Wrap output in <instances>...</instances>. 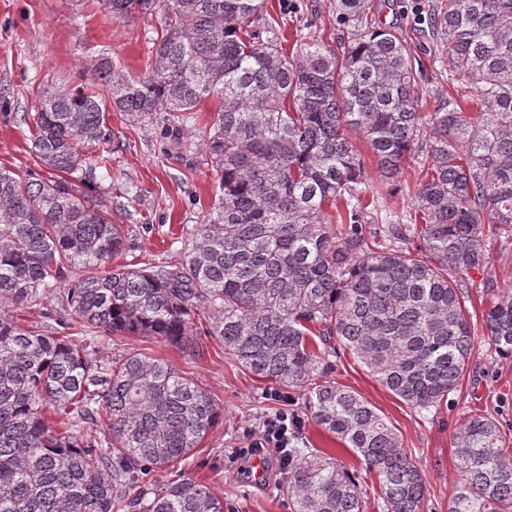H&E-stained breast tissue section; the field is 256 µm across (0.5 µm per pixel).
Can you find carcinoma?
<instances>
[{
	"mask_svg": "<svg viewBox=\"0 0 512 512\" xmlns=\"http://www.w3.org/2000/svg\"><path fill=\"white\" fill-rule=\"evenodd\" d=\"M265 2L105 0L114 15H161L149 71L129 78L101 60L99 87L43 90L30 149L48 176L0 168V512H224L210 484L168 472L216 426L212 397L146 353L99 359V329L193 352L197 336L216 337L255 376L305 392L310 418L376 478L382 512H422L426 478L395 429L319 378L340 348L427 411L465 376L464 288L491 262L483 225L512 237V0L431 4L433 58L449 73L427 119L425 67L379 25L375 0H336L347 36L332 46L298 28L289 51L277 34L288 20L271 19L265 38L253 28ZM210 98L218 192L186 251L175 264H112L131 243L94 196L107 114H161L182 135ZM354 135L386 180L418 162L416 216L367 232L365 202L382 185L363 175ZM33 307L55 328L19 322ZM482 331L512 357V287L493 294ZM453 440L448 512H512L497 423L474 414ZM285 493L291 512H365L348 469L301 440Z\"/></svg>",
	"mask_w": 512,
	"mask_h": 512,
	"instance_id": "carcinoma-1",
	"label": "carcinoma"
}]
</instances>
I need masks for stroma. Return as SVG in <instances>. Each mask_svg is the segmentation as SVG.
<instances>
[{"instance_id":"35a3bbf8","label":"stroma","mask_w":512,"mask_h":512,"mask_svg":"<svg viewBox=\"0 0 512 512\" xmlns=\"http://www.w3.org/2000/svg\"><path fill=\"white\" fill-rule=\"evenodd\" d=\"M268 14L296 18L300 27L339 37L336 0H267ZM385 25L400 28L417 59L429 60L433 36L426 18L418 17L415 0H387L379 13ZM161 30L159 16L117 17L103 0H0V167L25 174L36 168L30 152V130L23 122L37 110L41 89L90 80L89 64L111 61L131 76L150 64V41ZM215 100L201 103L191 134L164 135L159 120L137 121L122 113L108 115L114 141L108 144L112 188L101 203L112 221L125 225L132 251L124 264L139 267L157 262L170 249H183V230L193 229L211 205L216 189L202 151ZM492 259L473 271L469 289L471 313H482L494 289L512 286V239L490 230ZM204 353L191 357L149 336L99 334V356L109 359L129 352L162 358L197 381L212 396L220 413L217 425L184 466L190 476L213 484L224 496V512H289L283 475L267 457L257 479L245 478L236 459L249 443V433L266 413L278 409L271 400L273 383L237 364L214 337H202ZM328 381L345 386L369 402L395 427L402 447L422 467L429 493L423 512H448V497L457 478L453 435L473 414H485L499 425L506 448L512 449V359L499 356L483 335H476L468 370L458 391L440 409H410L379 385L357 359L333 361ZM302 438L308 447L337 457L358 477L366 512H381L376 480L352 449L336 444L313 421Z\"/></svg>"}]
</instances>
